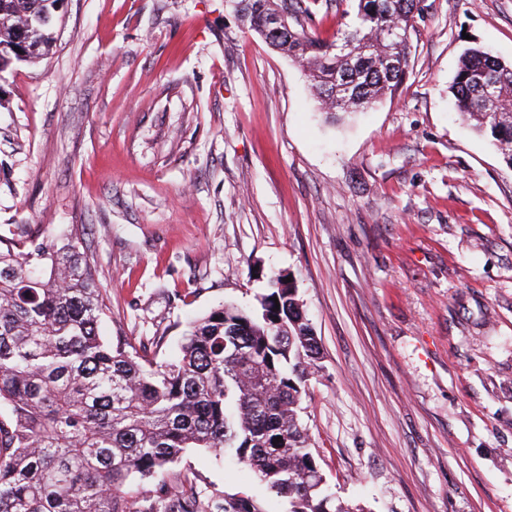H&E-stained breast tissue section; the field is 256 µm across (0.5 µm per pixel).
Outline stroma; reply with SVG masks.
I'll return each mask as SVG.
<instances>
[{
	"label": "stroma",
	"instance_id": "1",
	"mask_svg": "<svg viewBox=\"0 0 512 512\" xmlns=\"http://www.w3.org/2000/svg\"><path fill=\"white\" fill-rule=\"evenodd\" d=\"M401 88L332 121L226 0H65L0 108V230L80 224L105 338L292 278L321 344L301 420L365 512H512V168L461 122L465 48L512 62V0H423ZM252 474L190 448L135 495Z\"/></svg>",
	"mask_w": 512,
	"mask_h": 512
}]
</instances>
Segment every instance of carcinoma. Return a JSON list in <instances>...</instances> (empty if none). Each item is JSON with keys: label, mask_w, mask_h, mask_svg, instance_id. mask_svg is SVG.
<instances>
[{"label": "carcinoma", "mask_w": 512, "mask_h": 512, "mask_svg": "<svg viewBox=\"0 0 512 512\" xmlns=\"http://www.w3.org/2000/svg\"><path fill=\"white\" fill-rule=\"evenodd\" d=\"M60 0H0V77L48 55ZM249 31L302 67L324 112H365L403 83L420 0H354L333 40L310 0H230ZM288 12L274 34L268 19ZM395 29L394 39L387 32ZM23 30L35 50L20 51ZM459 115L512 167V62L470 47L449 86ZM257 307L224 304L187 325L164 362L99 334L108 310L76 224L0 234V512H354L326 485L301 404L320 348L294 286ZM280 309H275V304ZM189 448L236 460L264 489L202 499L195 479L137 502L123 488Z\"/></svg>", "instance_id": "1"}]
</instances>
